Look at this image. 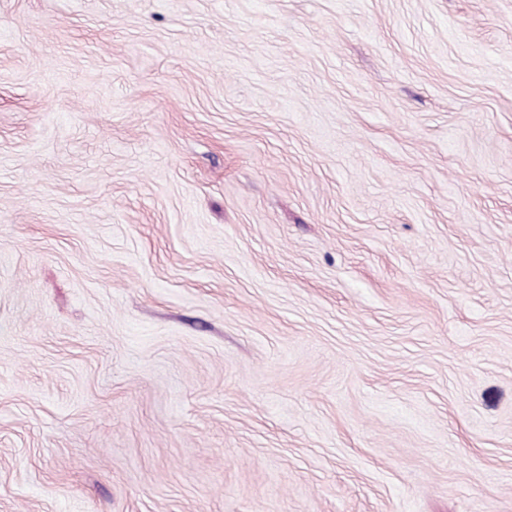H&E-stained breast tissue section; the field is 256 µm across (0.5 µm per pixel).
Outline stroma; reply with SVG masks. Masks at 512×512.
<instances>
[{"instance_id":"1","label":"stroma","mask_w":512,"mask_h":512,"mask_svg":"<svg viewBox=\"0 0 512 512\" xmlns=\"http://www.w3.org/2000/svg\"><path fill=\"white\" fill-rule=\"evenodd\" d=\"M0 512H512V0H0Z\"/></svg>"}]
</instances>
